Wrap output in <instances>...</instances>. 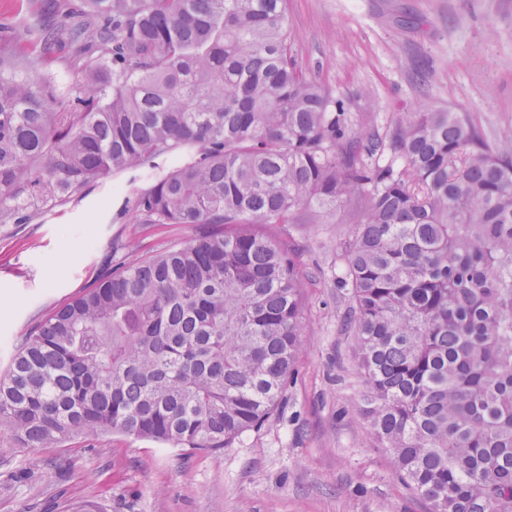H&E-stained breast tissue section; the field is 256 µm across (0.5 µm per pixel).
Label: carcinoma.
<instances>
[{
    "label": "carcinoma",
    "instance_id": "carcinoma-1",
    "mask_svg": "<svg viewBox=\"0 0 512 512\" xmlns=\"http://www.w3.org/2000/svg\"><path fill=\"white\" fill-rule=\"evenodd\" d=\"M46 2L65 25L0 23V222L178 156L133 208L202 231L37 325L0 376V426L23 448L102 431L231 447L303 346V257L261 226L361 196L336 285L372 434L431 512H512V144L443 108L356 135L298 62L287 0ZM63 44L93 89L42 74Z\"/></svg>",
    "mask_w": 512,
    "mask_h": 512
}]
</instances>
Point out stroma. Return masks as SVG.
<instances>
[{
    "label": "stroma",
    "instance_id": "stroma-1",
    "mask_svg": "<svg viewBox=\"0 0 512 512\" xmlns=\"http://www.w3.org/2000/svg\"><path fill=\"white\" fill-rule=\"evenodd\" d=\"M294 49L345 101L355 133L386 135L420 106L463 112L490 143H512V0H288ZM173 160L111 175L0 223V373L40 321L122 261L177 248L188 224H143L134 192ZM366 201L332 218L271 224L306 264L304 347L261 429L188 453L102 432L19 450L0 430V512H429L392 473L363 412L341 250Z\"/></svg>",
    "mask_w": 512,
    "mask_h": 512
}]
</instances>
